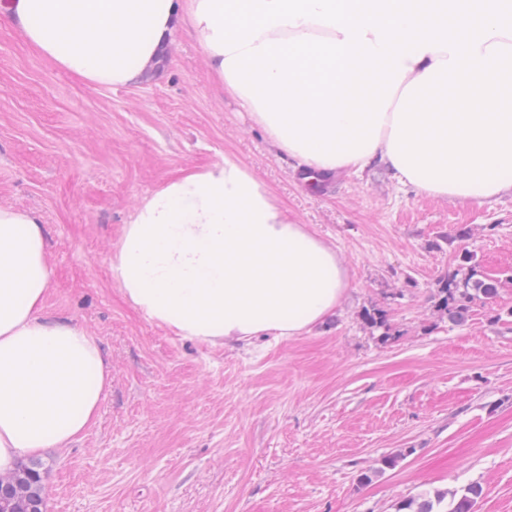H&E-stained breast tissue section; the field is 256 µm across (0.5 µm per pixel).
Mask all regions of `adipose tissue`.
<instances>
[{"mask_svg":"<svg viewBox=\"0 0 512 512\" xmlns=\"http://www.w3.org/2000/svg\"><path fill=\"white\" fill-rule=\"evenodd\" d=\"M0 16L60 70L140 85L191 30L214 82L308 176L371 160L435 198L512 195V0H5ZM125 301L210 346L300 335L336 311L350 274L231 156L166 177L111 259ZM40 219L0 207V475L64 449L97 419L109 365L97 336L44 311Z\"/></svg>","mask_w":512,"mask_h":512,"instance_id":"1","label":"adipose tissue"}]
</instances>
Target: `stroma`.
Returning a JSON list of instances; mask_svg holds the SVG:
<instances>
[{"mask_svg":"<svg viewBox=\"0 0 512 512\" xmlns=\"http://www.w3.org/2000/svg\"><path fill=\"white\" fill-rule=\"evenodd\" d=\"M226 154L340 251L349 292L310 332L213 348L149 321L111 276L144 194ZM298 172L190 34L144 84L96 88L0 23V206L40 217L45 311L98 336L110 365L92 428L39 457L46 512H397L474 484L477 512H512V196L434 198L377 162L325 193ZM462 249L500 286L457 325L433 297ZM372 307L393 342L362 323Z\"/></svg>","mask_w":512,"mask_h":512,"instance_id":"stroma-1","label":"stroma"}]
</instances>
